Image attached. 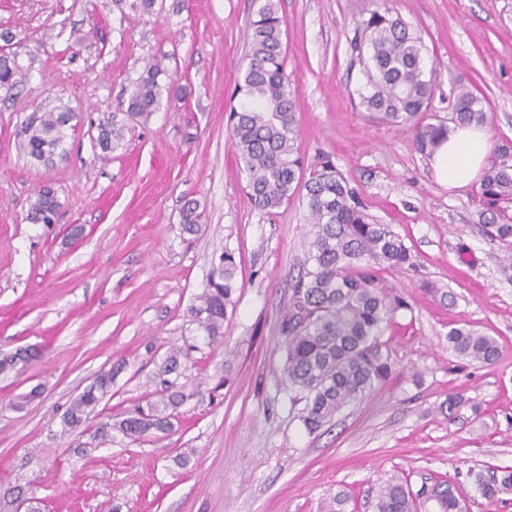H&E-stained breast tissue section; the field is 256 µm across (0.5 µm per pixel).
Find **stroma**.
I'll return each mask as SVG.
<instances>
[{"label": "stroma", "instance_id": "stroma-1", "mask_svg": "<svg viewBox=\"0 0 512 512\" xmlns=\"http://www.w3.org/2000/svg\"><path fill=\"white\" fill-rule=\"evenodd\" d=\"M264 2L153 0L146 10L133 0H0V33L18 34L25 70L21 85L0 90V357L41 353L0 376V494L43 500L48 512H318L342 490L347 512H372L396 474L415 489L460 486L469 512H512V494L483 499L468 477L512 466V255L482 232L479 183L448 189L415 129L360 108L366 78L354 48L362 20L388 5L436 68L422 124L447 122L460 80L486 99L491 143H512V0H275L301 155L331 154L413 255L412 266L384 274L409 304L383 325L392 376L313 435L282 375L306 191L270 213L254 208L227 127L249 22ZM155 57L168 72L159 108L102 154L94 121L118 111ZM43 103L79 117L49 167L20 148ZM44 185L58 195L57 221L29 223ZM190 200L204 212L194 235L181 230ZM227 248L237 304L212 344L189 310ZM454 326L495 337L498 360L457 359L444 340ZM174 344L189 347L202 395L171 431L100 445L64 433L73 400L108 371L98 409L126 417ZM451 392L479 414H439Z\"/></svg>", "mask_w": 512, "mask_h": 512}]
</instances>
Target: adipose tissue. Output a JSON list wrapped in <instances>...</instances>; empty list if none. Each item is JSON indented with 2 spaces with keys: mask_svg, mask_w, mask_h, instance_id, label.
I'll return each mask as SVG.
<instances>
[{
  "mask_svg": "<svg viewBox=\"0 0 512 512\" xmlns=\"http://www.w3.org/2000/svg\"><path fill=\"white\" fill-rule=\"evenodd\" d=\"M490 153V135L477 126L451 127L431 156V166L439 182L449 188H463L474 182Z\"/></svg>",
  "mask_w": 512,
  "mask_h": 512,
  "instance_id": "ef3b65f1",
  "label": "adipose tissue"
}]
</instances>
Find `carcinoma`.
<instances>
[{
	"instance_id": "1",
	"label": "carcinoma",
	"mask_w": 512,
	"mask_h": 512,
	"mask_svg": "<svg viewBox=\"0 0 512 512\" xmlns=\"http://www.w3.org/2000/svg\"><path fill=\"white\" fill-rule=\"evenodd\" d=\"M283 18L273 0L258 10L251 23L249 62L235 87L239 105L230 108L229 134L246 173V193L260 210L272 211L287 202L298 185L306 190L310 215L309 242L305 260L293 288V307L282 323L285 334L283 378L288 388L305 400L302 422L313 434L330 424L345 407L362 401L385 384L393 373L391 356L380 340L383 323L409 308L403 296L390 291L382 272L412 264L404 240L389 225L379 224L355 198L346 179L328 154H321L310 171H304L298 156L296 88L285 70ZM368 45L365 67L367 89L359 93L360 105L380 120L416 127V144L422 152H434L445 135L441 127L418 128V120L431 103L434 73H425V47L390 9L373 10L361 22ZM166 74L158 60L148 63L128 89L122 115L128 120L147 118L159 105ZM24 72L14 53H0V88L10 90L22 83ZM451 121L457 125L488 121L484 99L461 82L451 90ZM74 115L63 106L43 112L29 123L21 144L30 160L43 166L54 163L71 127ZM124 125L117 113L97 125L95 144L102 153L112 151ZM499 161L486 171L481 197L487 209L480 213L487 235L512 249V147L497 146ZM60 208L55 191L44 186L36 193L26 219L32 224H51ZM202 213L189 202L182 211V230L192 234L201 227ZM237 262L226 249L213 266L191 317L215 343L224 336V320L235 310ZM448 348L457 357L481 364L495 361L498 341L467 327L448 331ZM37 353L24 349L0 359V375L27 365ZM189 351L171 347L150 380L154 390L144 397L146 406L118 423L90 415L110 392L112 373L100 375L96 384L70 406L63 422L65 432H90V440H112V430L126 438H140L152 431L172 428L177 409L194 397L179 379L186 377ZM466 400L451 393L439 413L452 416ZM479 495L494 499L512 494V467H502L487 477L469 473ZM431 502L437 512H467L464 495L450 484L422 486L413 491L408 482L391 478L380 487L373 512H419Z\"/></svg>"
}]
</instances>
